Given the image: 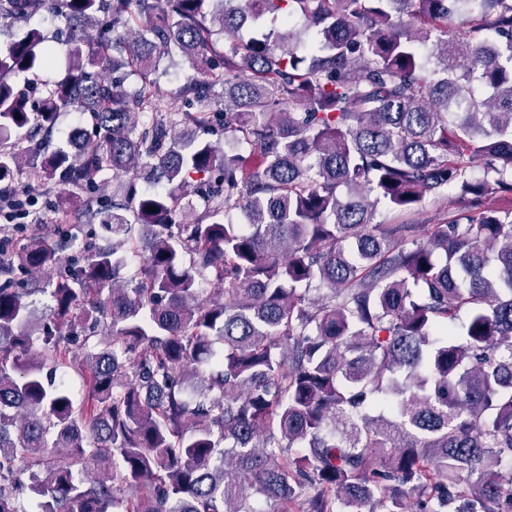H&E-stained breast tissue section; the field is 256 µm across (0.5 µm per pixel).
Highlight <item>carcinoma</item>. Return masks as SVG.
<instances>
[{
	"label": "carcinoma",
	"instance_id": "obj_1",
	"mask_svg": "<svg viewBox=\"0 0 512 512\" xmlns=\"http://www.w3.org/2000/svg\"><path fill=\"white\" fill-rule=\"evenodd\" d=\"M48 8L70 35L44 94L40 30L0 47V183L24 163L60 199L0 263V512H512V0L0 19ZM67 108V146L15 150ZM106 172L162 186L104 209ZM427 199L455 214L414 223ZM80 215L112 244L78 245Z\"/></svg>",
	"mask_w": 512,
	"mask_h": 512
}]
</instances>
